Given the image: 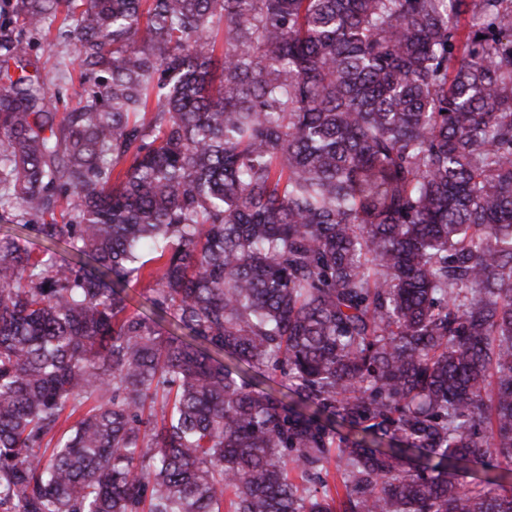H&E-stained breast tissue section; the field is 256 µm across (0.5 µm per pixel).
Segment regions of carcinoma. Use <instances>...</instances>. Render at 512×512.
<instances>
[{"label":"carcinoma","mask_w":512,"mask_h":512,"mask_svg":"<svg viewBox=\"0 0 512 512\" xmlns=\"http://www.w3.org/2000/svg\"><path fill=\"white\" fill-rule=\"evenodd\" d=\"M0 209V512H512V0H14ZM63 16L58 15L51 25L28 36L31 38L32 51L28 71L34 73L38 69L40 75L51 83L54 92H59L58 112H68L80 101L79 93L85 82L84 75L76 65H70L64 72L60 69L68 63L69 58L76 55L75 46L60 37L63 28ZM16 212L7 210L5 212L0 210V232L2 229V233H8L19 235L22 238L27 239L30 244L29 246H32L38 251V249H43L46 245H48L46 242H43L42 240L36 238L35 234L32 232H29L27 230H21L20 228L16 227V224H23L22 222H19L17 217H15ZM151 285L148 279H143L138 282L132 281L126 288L128 307L131 312L138 311L141 313L150 314L149 303L147 298L151 296L149 291ZM255 376L258 378V380L261 381L259 386H257L259 390L272 392L277 397L282 398L285 402H292V385L291 382L287 380V378L281 376L279 373L271 374L264 371H262V373H258Z\"/></svg>","instance_id":"carcinoma-1"}]
</instances>
